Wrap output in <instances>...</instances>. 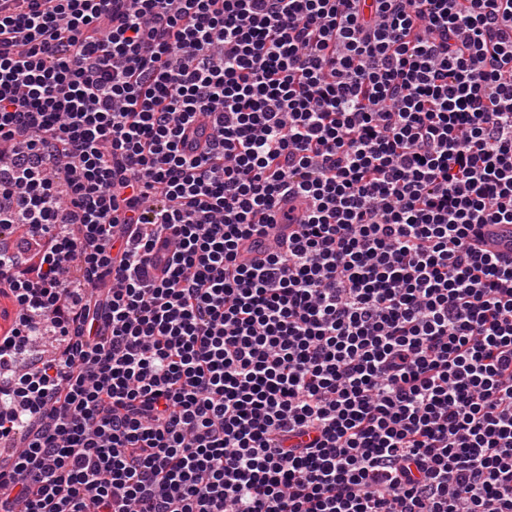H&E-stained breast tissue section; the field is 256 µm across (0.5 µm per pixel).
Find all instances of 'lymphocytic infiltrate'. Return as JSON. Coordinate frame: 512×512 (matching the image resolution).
<instances>
[{
    "label": "lymphocytic infiltrate",
    "instance_id": "1",
    "mask_svg": "<svg viewBox=\"0 0 512 512\" xmlns=\"http://www.w3.org/2000/svg\"><path fill=\"white\" fill-rule=\"evenodd\" d=\"M490 224L512 0H0V512H512Z\"/></svg>",
    "mask_w": 512,
    "mask_h": 512
}]
</instances>
